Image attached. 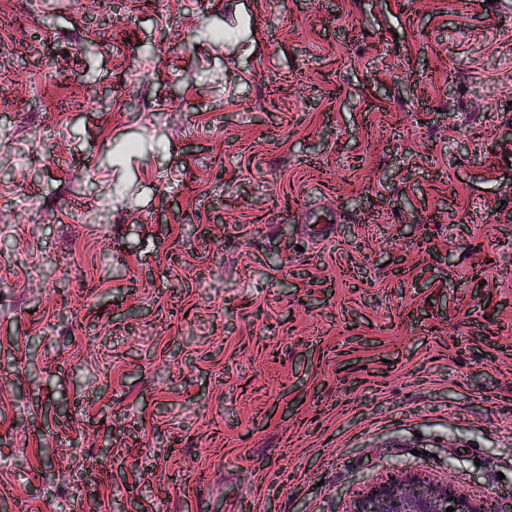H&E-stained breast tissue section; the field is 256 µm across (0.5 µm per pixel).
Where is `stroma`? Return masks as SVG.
Here are the masks:
<instances>
[{"instance_id": "stroma-1", "label": "stroma", "mask_w": 512, "mask_h": 512, "mask_svg": "<svg viewBox=\"0 0 512 512\" xmlns=\"http://www.w3.org/2000/svg\"><path fill=\"white\" fill-rule=\"evenodd\" d=\"M409 473L512 503V0L0 6V512ZM298 218L301 220L302 224L317 225L315 228L309 230L321 236L328 230H334L335 224H343L346 221L344 212L330 206L308 207L301 212Z\"/></svg>"}]
</instances>
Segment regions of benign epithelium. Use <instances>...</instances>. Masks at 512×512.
<instances>
[{"instance_id":"benign-epithelium-1","label":"benign epithelium","mask_w":512,"mask_h":512,"mask_svg":"<svg viewBox=\"0 0 512 512\" xmlns=\"http://www.w3.org/2000/svg\"><path fill=\"white\" fill-rule=\"evenodd\" d=\"M448 507L453 512H503L495 501L474 499L451 479L436 486L418 474L371 487L350 512H446Z\"/></svg>"}]
</instances>
